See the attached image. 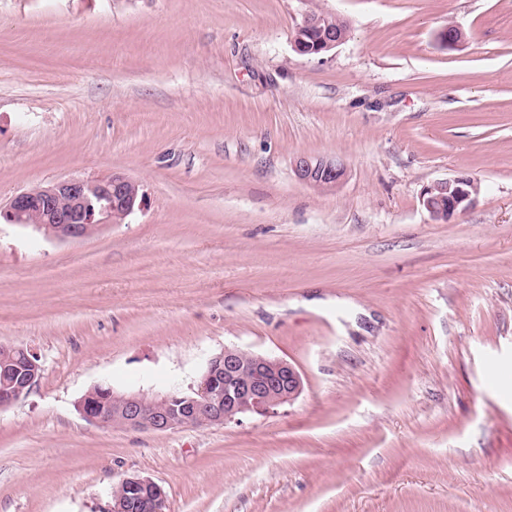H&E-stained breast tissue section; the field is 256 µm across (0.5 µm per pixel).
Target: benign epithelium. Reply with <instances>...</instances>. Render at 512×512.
<instances>
[{
    "label": "benign epithelium",
    "instance_id": "7a95c632",
    "mask_svg": "<svg viewBox=\"0 0 512 512\" xmlns=\"http://www.w3.org/2000/svg\"><path fill=\"white\" fill-rule=\"evenodd\" d=\"M322 20L311 11L296 24L293 47L302 55H319L334 49L345 37L323 33L314 42L305 37L321 29ZM465 39L464 32L449 25L438 33L446 48ZM297 176L320 190L331 191L344 180L347 169L339 159L301 156L295 163ZM478 195L474 178L460 173L428 187L422 204L430 215L449 221L466 212ZM143 195L130 178L114 173L100 179H66L37 186L11 197L0 206V221L33 227L58 240L84 238L105 224H120ZM21 362L16 379L0 389L4 408L27 395L38 383L40 356L28 347L0 344V358ZM96 385L78 401L77 408L90 422L101 426H121L133 430L167 432L200 422L219 425L243 414L266 415L274 408L296 399L302 391V377L291 363L235 347L211 358L197 390L190 394L169 393L147 400L138 395L116 397L117 413L108 417L96 406ZM167 496L163 488L147 477L129 475L115 486L111 512H164Z\"/></svg>",
    "mask_w": 512,
    "mask_h": 512
}]
</instances>
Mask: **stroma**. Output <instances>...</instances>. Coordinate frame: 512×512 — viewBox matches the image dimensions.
<instances>
[{
	"instance_id": "stroma-1",
	"label": "stroma",
	"mask_w": 512,
	"mask_h": 512,
	"mask_svg": "<svg viewBox=\"0 0 512 512\" xmlns=\"http://www.w3.org/2000/svg\"><path fill=\"white\" fill-rule=\"evenodd\" d=\"M307 9L347 40L297 53ZM115 172L123 223H0V344L42 364L0 409V512H109L128 473L168 512H512V0H0V204ZM461 172L475 204L434 220ZM227 347L300 395L168 432L77 409L190 392ZM295 171L300 180L324 191L336 189L347 173L339 159L312 156L299 157ZM478 191L473 177L459 173L427 187L422 204L435 220L450 221L474 204Z\"/></svg>"
}]
</instances>
